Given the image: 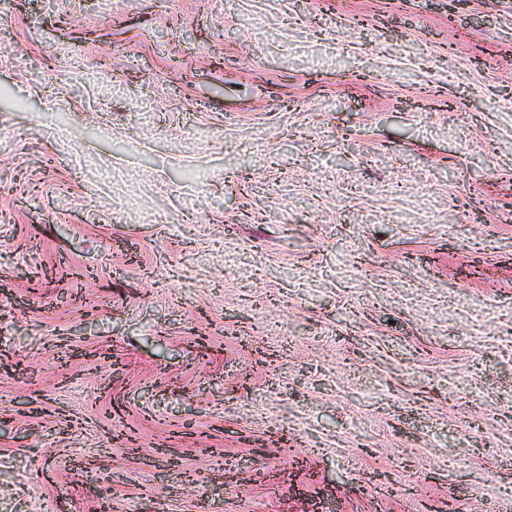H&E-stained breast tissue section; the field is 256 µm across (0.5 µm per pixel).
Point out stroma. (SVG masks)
Here are the masks:
<instances>
[{"instance_id":"stroma-1","label":"stroma","mask_w":512,"mask_h":512,"mask_svg":"<svg viewBox=\"0 0 512 512\" xmlns=\"http://www.w3.org/2000/svg\"><path fill=\"white\" fill-rule=\"evenodd\" d=\"M0 512H512V0H0Z\"/></svg>"}]
</instances>
